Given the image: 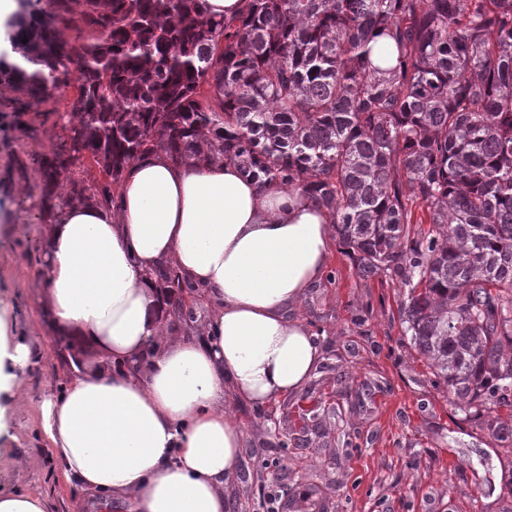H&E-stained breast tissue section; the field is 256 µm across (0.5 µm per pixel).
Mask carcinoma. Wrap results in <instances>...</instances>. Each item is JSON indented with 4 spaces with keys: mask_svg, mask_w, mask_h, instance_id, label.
<instances>
[{
    "mask_svg": "<svg viewBox=\"0 0 512 512\" xmlns=\"http://www.w3.org/2000/svg\"><path fill=\"white\" fill-rule=\"evenodd\" d=\"M12 42L25 65L0 60V78L28 99L79 73L77 120L32 155L41 223L69 201L117 206L158 151L299 188L359 277L400 288L449 404L512 453V0H245L231 20L206 0H20ZM152 278L191 332L200 287L171 264Z\"/></svg>",
    "mask_w": 512,
    "mask_h": 512,
    "instance_id": "1",
    "label": "carcinoma"
}]
</instances>
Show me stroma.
I'll return each instance as SVG.
<instances>
[{
	"label": "stroma",
	"mask_w": 512,
	"mask_h": 512,
	"mask_svg": "<svg viewBox=\"0 0 512 512\" xmlns=\"http://www.w3.org/2000/svg\"><path fill=\"white\" fill-rule=\"evenodd\" d=\"M78 80L70 78L57 117L38 125L33 139L15 127L12 84L0 82V306L14 334L25 336L33 365L23 376L25 406L9 419L1 448L21 463L0 469V490L39 493L49 512H106L98 500L61 478V463L43 435L38 406L55 395L62 370L42 304L45 282L43 226L32 194L34 171H20L26 154L49 148L72 119L69 103ZM399 293L379 278L362 280L341 248H333L326 274L309 289L295 315L317 330L321 362L332 363L320 392L288 395L290 420L318 409L313 430L291 445L277 470L265 463L275 438L253 409L238 418L246 430L239 476L224 489L232 512L260 506L274 488L288 499L279 512H294L307 483L320 488L327 512H500L512 502L504 473L508 458L492 439L455 416L423 359L403 336ZM354 446H347V438Z\"/></svg>",
	"instance_id": "35a3bbf8"
}]
</instances>
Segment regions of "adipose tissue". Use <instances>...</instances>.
Here are the masks:
<instances>
[{"instance_id":"1","label":"adipose tissue","mask_w":512,"mask_h":512,"mask_svg":"<svg viewBox=\"0 0 512 512\" xmlns=\"http://www.w3.org/2000/svg\"><path fill=\"white\" fill-rule=\"evenodd\" d=\"M118 209L77 202L50 226L43 304L53 336L104 368L40 405L65 480L122 512H228L241 407L297 391L320 355L293 311L328 267L334 228L298 189H259L231 164L133 162ZM169 263L203 291L199 332L171 331L151 278ZM25 337L0 319V394L24 404Z\"/></svg>"}]
</instances>
